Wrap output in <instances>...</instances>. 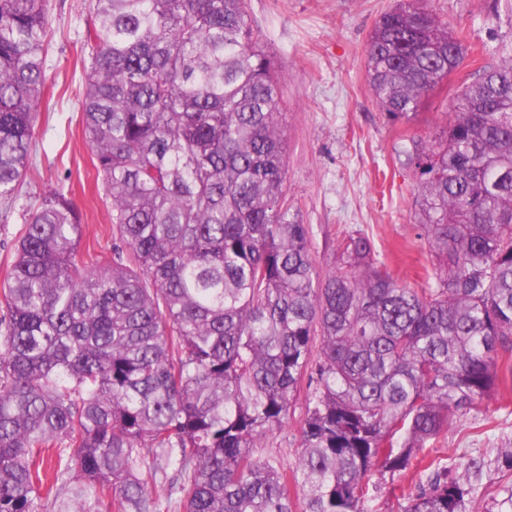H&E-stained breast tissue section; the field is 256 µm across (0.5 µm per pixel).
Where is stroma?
<instances>
[{
    "label": "stroma",
    "instance_id": "obj_1",
    "mask_svg": "<svg viewBox=\"0 0 512 512\" xmlns=\"http://www.w3.org/2000/svg\"><path fill=\"white\" fill-rule=\"evenodd\" d=\"M397 0H247L248 18L281 74L282 127L287 140L286 194L301 223L312 229L320 274L333 270L341 239L367 236L394 276L420 287L432 257L417 236L416 177L403 163L413 141L438 142L448 125L450 89L474 70L464 61L449 86L436 89L415 118L391 122L375 103L365 73V47L377 18ZM445 25L481 49L485 62L512 54V0H425ZM48 82L35 127L36 169L11 209L0 207V272L10 261L27 209L64 190L84 216L82 248L111 255L112 229L102 180L83 144L76 92L84 79L79 32L88 0H53ZM305 401L288 424L269 434L259 453L294 464ZM512 448V392L478 402L453 417L431 440L440 459L465 462L479 452L488 466L475 476L489 484ZM415 489L411 473L386 477L370 491L369 512H401V493Z\"/></svg>",
    "mask_w": 512,
    "mask_h": 512
}]
</instances>
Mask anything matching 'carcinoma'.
<instances>
[{
    "instance_id": "obj_1",
    "label": "carcinoma",
    "mask_w": 512,
    "mask_h": 512,
    "mask_svg": "<svg viewBox=\"0 0 512 512\" xmlns=\"http://www.w3.org/2000/svg\"><path fill=\"white\" fill-rule=\"evenodd\" d=\"M79 87L112 258L82 253L62 190L24 217L0 280V512H512L424 454L512 373V59L413 142L424 285L350 235L320 276L284 192L275 66L245 0H90ZM51 0H0V202L34 170ZM470 47L418 0L370 33L380 111L416 114ZM306 391L298 454L257 457ZM485 507L475 509L479 498ZM412 474L413 469L401 475L396 473L393 477L387 473L377 491L370 486L368 512H401L403 503V500L400 499L401 490L406 493L415 492V480L412 478ZM393 487L396 488L395 491H393Z\"/></svg>"
}]
</instances>
